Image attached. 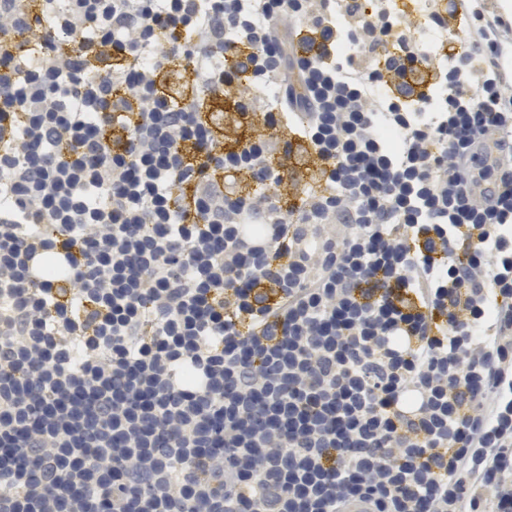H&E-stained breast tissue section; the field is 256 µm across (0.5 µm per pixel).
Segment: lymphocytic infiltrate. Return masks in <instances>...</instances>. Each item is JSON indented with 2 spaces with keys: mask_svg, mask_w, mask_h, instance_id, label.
I'll list each match as a JSON object with an SVG mask.
<instances>
[{
  "mask_svg": "<svg viewBox=\"0 0 512 512\" xmlns=\"http://www.w3.org/2000/svg\"><path fill=\"white\" fill-rule=\"evenodd\" d=\"M427 23L0 0V512H512V13ZM498 144L499 140L497 136L491 135L478 142L474 150L476 164L483 168H491L497 157L496 151Z\"/></svg>",
  "mask_w": 512,
  "mask_h": 512,
  "instance_id": "lymphocytic-infiltrate-1",
  "label": "lymphocytic infiltrate"
}]
</instances>
